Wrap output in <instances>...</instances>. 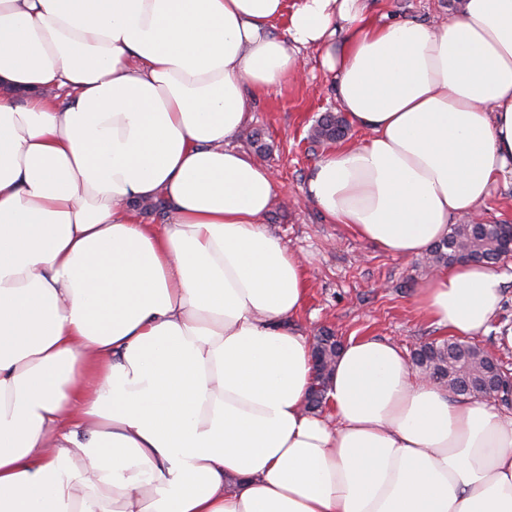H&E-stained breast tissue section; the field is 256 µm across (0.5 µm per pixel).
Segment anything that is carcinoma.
Returning a JSON list of instances; mask_svg holds the SVG:
<instances>
[{
	"label": "carcinoma",
	"mask_w": 512,
	"mask_h": 512,
	"mask_svg": "<svg viewBox=\"0 0 512 512\" xmlns=\"http://www.w3.org/2000/svg\"><path fill=\"white\" fill-rule=\"evenodd\" d=\"M346 126L342 117L333 113L323 115L313 129V138L319 142L336 141L345 136ZM503 230L492 224H453L448 236L434 244L428 262L436 266L458 260L471 259L478 263H495L506 257ZM340 342L330 333L316 337L314 354L323 360L336 357ZM413 364L433 380L448 387L455 396H471L477 384L490 380L496 373L498 363L493 355L476 344L449 338L440 343L426 342L413 352ZM326 378L321 373L315 376L309 405L319 408L326 402Z\"/></svg>",
	"instance_id": "carcinoma-1"
}]
</instances>
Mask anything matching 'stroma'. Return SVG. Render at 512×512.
<instances>
[{
    "label": "stroma",
    "instance_id": "stroma-1",
    "mask_svg": "<svg viewBox=\"0 0 512 512\" xmlns=\"http://www.w3.org/2000/svg\"><path fill=\"white\" fill-rule=\"evenodd\" d=\"M458 0H370L372 16L420 21L448 17ZM305 77L260 94L253 119L237 142L270 168L288 202H275L264 219L267 229L304 258L307 299L296 325L308 337L328 330L340 341L370 336L413 352L420 344L446 339L414 310L417 288L428 278L425 258L398 257L363 241L351 228L331 222L305 196L318 162L336 143L316 142L310 129L325 113L336 111L328 75L309 60ZM512 327V280L503 289L501 307L489 330L477 337L485 349L512 364V349L501 347V331Z\"/></svg>",
    "mask_w": 512,
    "mask_h": 512
}]
</instances>
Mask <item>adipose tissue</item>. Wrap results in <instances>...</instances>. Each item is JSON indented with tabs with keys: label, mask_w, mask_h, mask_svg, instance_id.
I'll list each match as a JSON object with an SVG mask.
<instances>
[{
	"label": "adipose tissue",
	"mask_w": 512,
	"mask_h": 512,
	"mask_svg": "<svg viewBox=\"0 0 512 512\" xmlns=\"http://www.w3.org/2000/svg\"><path fill=\"white\" fill-rule=\"evenodd\" d=\"M308 50L370 133L306 185L332 222L419 257L512 174V0H0V512H512V412L398 345L349 338L307 408L302 259L236 139ZM506 281L441 268L415 310L474 338ZM458 0H370L371 15L386 20L416 19L420 21L448 18L457 8ZM137 207V217L144 224H164L167 218L166 205L162 200L143 203Z\"/></svg>",
	"instance_id": "1"
}]
</instances>
